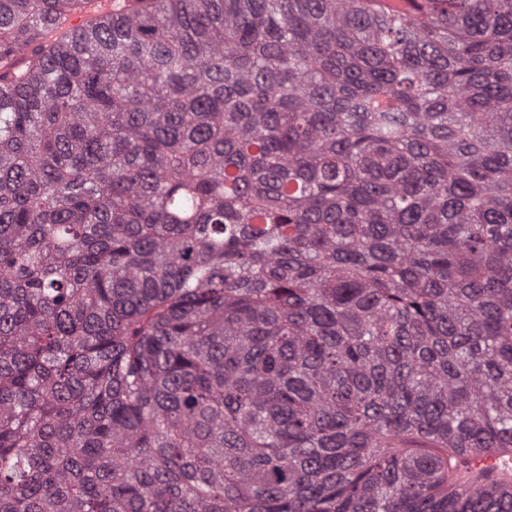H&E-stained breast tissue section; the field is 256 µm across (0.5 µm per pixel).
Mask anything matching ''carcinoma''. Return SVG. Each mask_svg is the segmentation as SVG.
Listing matches in <instances>:
<instances>
[{"instance_id": "carcinoma-1", "label": "carcinoma", "mask_w": 512, "mask_h": 512, "mask_svg": "<svg viewBox=\"0 0 512 512\" xmlns=\"http://www.w3.org/2000/svg\"><path fill=\"white\" fill-rule=\"evenodd\" d=\"M410 2L0 0V512H512V0ZM501 459H503V456L499 452L489 453L487 455H478L470 459V466L476 471L491 470L497 475L499 480L512 482V454L510 458V468L505 460L503 461L504 467H500L499 461Z\"/></svg>"}]
</instances>
